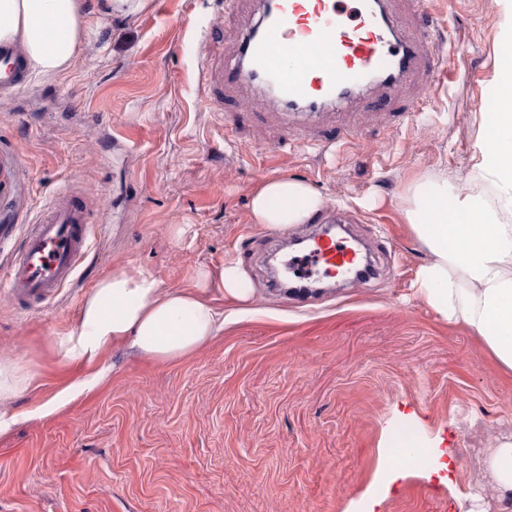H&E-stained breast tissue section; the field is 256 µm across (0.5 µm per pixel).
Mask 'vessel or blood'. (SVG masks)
I'll use <instances>...</instances> for the list:
<instances>
[{
    "instance_id": "b4317fda",
    "label": "vessel or blood",
    "mask_w": 512,
    "mask_h": 512,
    "mask_svg": "<svg viewBox=\"0 0 512 512\" xmlns=\"http://www.w3.org/2000/svg\"><path fill=\"white\" fill-rule=\"evenodd\" d=\"M396 0H277L241 31L237 54L215 76L219 89L252 85L269 88L286 122L280 142L297 137L295 120L322 119L361 91H400L414 76L436 82L442 59L428 50L425 32L403 27ZM0 87L12 88L25 77L24 65L10 47L0 46ZM93 216L82 196L43 210L27 234L5 279L14 300L49 302L76 277L88 250ZM311 248L286 259L284 273H331L360 283L370 275L346 238L326 230L310 233Z\"/></svg>"
}]
</instances>
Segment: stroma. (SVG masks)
Masks as SVG:
<instances>
[{"label": "stroma", "mask_w": 512, "mask_h": 512, "mask_svg": "<svg viewBox=\"0 0 512 512\" xmlns=\"http://www.w3.org/2000/svg\"><path fill=\"white\" fill-rule=\"evenodd\" d=\"M86 2L98 33L72 68L0 91V272L60 189L109 208L54 301L0 289V361L30 377L0 399L11 421L0 431V512H498L488 462L512 442V378L417 294L430 254L407 210L414 186L444 182L512 224L478 148L481 114L502 87V0H432L446 78L359 95L351 148L330 147L332 125L280 153L267 148L278 130L264 92L226 95L220 110L205 100L204 68L234 56L259 0H146L112 16ZM410 99L422 109L401 120ZM276 175L308 182L320 215L345 216L375 246L380 276L308 298L272 288L270 253L308 230L270 238L251 223L254 185ZM228 261L253 299L238 313L213 294L227 321L203 351L160 365L114 350L99 386L66 396L88 368L64 342L99 279L135 266L161 288H191L198 269ZM404 428L446 470L409 466L384 481Z\"/></svg>", "instance_id": "stroma-1"}]
</instances>
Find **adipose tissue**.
Segmentation results:
<instances>
[{
    "label": "adipose tissue",
    "mask_w": 512,
    "mask_h": 512,
    "mask_svg": "<svg viewBox=\"0 0 512 512\" xmlns=\"http://www.w3.org/2000/svg\"><path fill=\"white\" fill-rule=\"evenodd\" d=\"M94 26L84 0H0V43L18 44L30 69L49 77L66 72ZM481 168L512 208V90L483 117ZM410 229L430 253L415 273L419 296L449 322L466 327L503 372L512 376V224L497 221L482 203L449 200L439 186L413 189ZM322 197L304 180L285 175L254 188L250 220L268 231L304 223ZM217 289L232 304L250 303L253 290L232 262L199 270L191 289L162 290L142 267H121L85 297L79 325L65 353L97 364L109 349L126 347L176 363L202 350L224 328L210 302Z\"/></svg>",
    "instance_id": "obj_1"
}]
</instances>
